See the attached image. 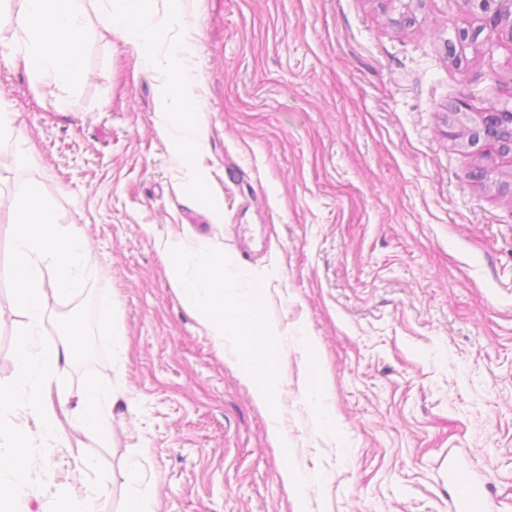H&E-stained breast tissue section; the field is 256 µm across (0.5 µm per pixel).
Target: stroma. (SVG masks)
Masks as SVG:
<instances>
[{"label": "stroma", "instance_id": "1", "mask_svg": "<svg viewBox=\"0 0 512 512\" xmlns=\"http://www.w3.org/2000/svg\"><path fill=\"white\" fill-rule=\"evenodd\" d=\"M84 8L73 89L33 87L0 28V101L28 147L0 152V193L40 183L100 267L72 297L46 290L40 334L60 343L57 319L104 297L117 329L115 359L56 371L73 408L85 371L110 386L109 437L64 423L19 512L69 496L122 512L136 484L156 512H294L252 384L170 285L155 240L187 233L264 276L281 325L315 340L340 435L318 430L297 349L277 389L296 460L318 475L307 512H454L452 460L512 512V203L447 135L450 101L512 105V45L455 65L446 40L481 23L466 0H425L405 27L380 0H194L180 39L217 224L157 131L156 73L102 28L98 0ZM13 227L0 206V383L27 323L6 277Z\"/></svg>", "mask_w": 512, "mask_h": 512}]
</instances>
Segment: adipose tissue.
<instances>
[{
	"label": "adipose tissue",
	"mask_w": 512,
	"mask_h": 512,
	"mask_svg": "<svg viewBox=\"0 0 512 512\" xmlns=\"http://www.w3.org/2000/svg\"><path fill=\"white\" fill-rule=\"evenodd\" d=\"M85 0H23L18 19V44L21 60L33 83L51 80L73 87L82 74ZM102 25L110 32L125 33L145 70H154V46L173 38V29L145 27L142 18L153 0H107ZM190 68L182 53L168 59L163 93V110L156 125L173 160L194 180V193L208 200L212 194L198 169L208 148L207 136L197 121L199 107L192 96ZM303 393L320 414V427L328 435L338 428L334 411L327 407L328 387L319 367L308 368L302 381Z\"/></svg>",
	"instance_id": "obj_1"
}]
</instances>
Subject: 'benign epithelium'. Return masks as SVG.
Listing matches in <instances>:
<instances>
[{"instance_id": "1", "label": "benign epithelium", "mask_w": 512, "mask_h": 512, "mask_svg": "<svg viewBox=\"0 0 512 512\" xmlns=\"http://www.w3.org/2000/svg\"><path fill=\"white\" fill-rule=\"evenodd\" d=\"M483 24L476 28H462L454 32L448 40L453 53L451 58L456 65L466 59L467 50L477 52L506 41L512 44V0H469ZM448 122L459 131L448 132V136L465 147L482 145L486 147V157L501 158L512 155V108L494 107L485 112H470L467 104L457 101L448 105Z\"/></svg>"}]
</instances>
